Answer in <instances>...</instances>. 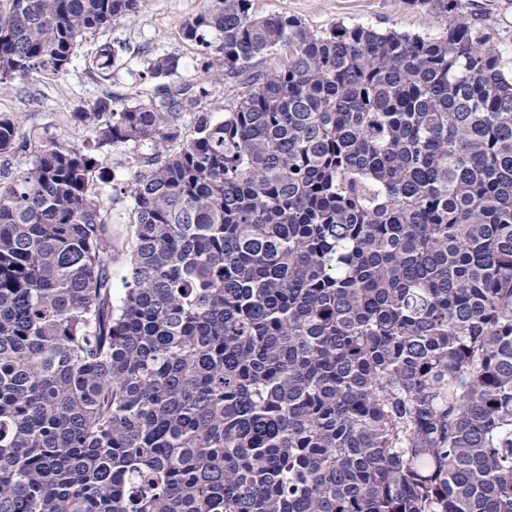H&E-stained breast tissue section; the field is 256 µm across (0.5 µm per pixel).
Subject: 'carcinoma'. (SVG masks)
Returning <instances> with one entry per match:
<instances>
[{
	"mask_svg": "<svg viewBox=\"0 0 512 512\" xmlns=\"http://www.w3.org/2000/svg\"><path fill=\"white\" fill-rule=\"evenodd\" d=\"M407 3L443 31L205 0L181 31L243 78L223 116L104 95L0 173V512H512V76L464 0ZM145 4L5 0L0 79ZM129 144L122 249L94 174Z\"/></svg>",
	"mask_w": 512,
	"mask_h": 512,
	"instance_id": "obj_1",
	"label": "carcinoma"
}]
</instances>
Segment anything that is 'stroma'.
<instances>
[{"label":"stroma","mask_w":512,"mask_h":512,"mask_svg":"<svg viewBox=\"0 0 512 512\" xmlns=\"http://www.w3.org/2000/svg\"><path fill=\"white\" fill-rule=\"evenodd\" d=\"M202 6L203 0H148L146 9L135 20L90 34L63 74L48 79L0 81V115L12 119L19 131L14 152L0 157V168L26 167L34 153L32 138L44 131L64 144H81L87 132L72 118L79 106L107 94L120 97L134 89L154 95L157 83L146 78L144 69L149 59L158 56H181L182 67L174 76V83L207 85L209 95L198 104V111L210 112L215 105L230 103L238 88L237 81L208 84L196 47L181 34L182 23ZM254 9L262 15L280 13L297 18L317 31L368 24L436 34L443 26L436 13L412 7L406 0H254ZM465 9L469 15H486L494 22L502 36V61L512 70V0H466ZM106 43L122 47L123 53L103 77L88 69L87 60ZM136 154V149L127 146L110 149L104 155L102 192L109 199L112 233L119 244L125 241L133 220L131 201L113 195L111 185L129 179V166Z\"/></svg>","instance_id":"35a3bbf8"}]
</instances>
